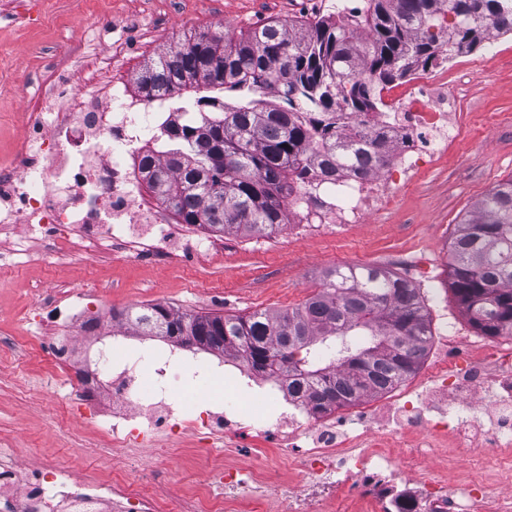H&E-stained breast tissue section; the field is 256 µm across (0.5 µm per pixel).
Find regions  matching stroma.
Listing matches in <instances>:
<instances>
[{
	"mask_svg": "<svg viewBox=\"0 0 512 512\" xmlns=\"http://www.w3.org/2000/svg\"><path fill=\"white\" fill-rule=\"evenodd\" d=\"M36 21L16 16L14 0H0V160L23 132L24 104L39 97L43 77L63 66L72 78L104 85L127 78L149 58L190 31H239L268 19L318 18L363 6L364 0H42ZM112 18L97 27L98 16ZM448 97L460 113L462 135L445 157L425 169L417 184L396 194L393 206L366 223L328 226L296 236L265 238L241 232L207 234L183 224H134L125 250L109 237L86 240L70 228L65 246L37 232L0 234V445L38 449L46 459L71 460L76 475L98 463L105 437L85 420H70L73 391L55 376L34 343L71 332L65 317L89 293L87 317L98 323L82 347L79 367L97 371L98 352L118 346L162 354L196 371L195 384L211 392L228 367L223 358L150 336L115 334L116 309L163 304L183 312L245 315L301 306L336 266L375 265L420 288L432 329L426 357L404 382L414 389L447 352L449 333L463 341L479 334L449 289V247L460 220L498 183L512 178V35L487 40L447 63ZM176 254L151 261L160 241ZM170 449L156 482L200 477L190 464L192 445L160 438Z\"/></svg>",
	"mask_w": 512,
	"mask_h": 512,
	"instance_id": "obj_1",
	"label": "stroma"
}]
</instances>
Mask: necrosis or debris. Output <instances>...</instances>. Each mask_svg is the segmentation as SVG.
I'll return each mask as SVG.
<instances>
[{
	"label": "necrosis or debris",
	"mask_w": 512,
	"mask_h": 512,
	"mask_svg": "<svg viewBox=\"0 0 512 512\" xmlns=\"http://www.w3.org/2000/svg\"><path fill=\"white\" fill-rule=\"evenodd\" d=\"M447 83L445 72L419 71L391 97L375 116L399 135L389 164L337 177L336 201L317 223H366L457 141ZM150 107L124 81L55 108L44 96L28 103L24 133L0 165V196L12 199L0 229L34 227L56 242L76 224L119 242L125 225L165 223L163 207L140 193L155 152ZM84 316L77 306L71 337L39 344L67 375L76 341L91 336ZM233 363L240 401L223 412L204 404L178 362L110 355L108 388L94 374L78 384L79 406L109 424L101 463L76 478L69 462L35 464L34 449L0 448V512H512V497L499 493L512 485V336L499 346L456 344L416 390L363 397L345 412L313 413L300 393L283 395L280 410L256 402L252 371L242 358ZM490 374L500 391L488 397ZM450 391L451 405L442 399ZM188 434L204 454L201 479L158 487L153 475L170 451L157 436ZM243 449L249 463L235 464ZM433 462L454 483L426 477Z\"/></svg>",
	"instance_id": "1"
}]
</instances>
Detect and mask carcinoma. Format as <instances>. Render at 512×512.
Instances as JSON below:
<instances>
[{"label":"carcinoma","instance_id":"cac0c4a2","mask_svg":"<svg viewBox=\"0 0 512 512\" xmlns=\"http://www.w3.org/2000/svg\"><path fill=\"white\" fill-rule=\"evenodd\" d=\"M490 20L512 34V0H367L349 15L187 35L136 75L149 100L194 93L174 108L192 117L166 126L148 184L185 224L268 237L291 223L301 192L314 214L327 205L315 194L326 178L383 164L385 138L362 117L379 111L390 84L476 50ZM449 268L472 326L511 333L512 178L457 225ZM119 316L136 336L184 327L197 347L242 356L257 374L302 389L315 411L399 385L432 336L421 289L372 265L328 270L323 288L291 311L222 316L155 304Z\"/></svg>","mask_w":512,"mask_h":512}]
</instances>
